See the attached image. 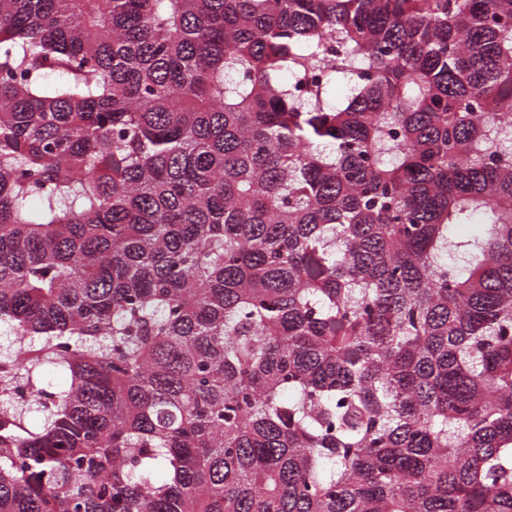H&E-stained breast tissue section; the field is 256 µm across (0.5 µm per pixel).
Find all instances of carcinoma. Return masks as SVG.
Wrapping results in <instances>:
<instances>
[{
	"label": "carcinoma",
	"mask_w": 512,
	"mask_h": 512,
	"mask_svg": "<svg viewBox=\"0 0 512 512\" xmlns=\"http://www.w3.org/2000/svg\"><path fill=\"white\" fill-rule=\"evenodd\" d=\"M2 333L0 512H512V0H0Z\"/></svg>",
	"instance_id": "cac0c4a2"
}]
</instances>
